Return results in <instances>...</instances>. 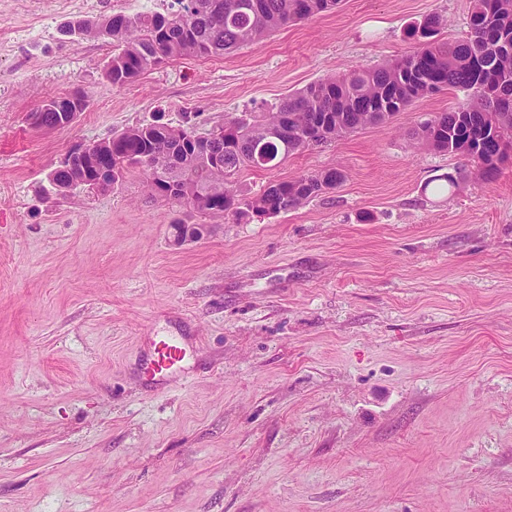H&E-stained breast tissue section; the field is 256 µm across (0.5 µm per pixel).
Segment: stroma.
Wrapping results in <instances>:
<instances>
[{
  "label": "stroma",
  "mask_w": 512,
  "mask_h": 512,
  "mask_svg": "<svg viewBox=\"0 0 512 512\" xmlns=\"http://www.w3.org/2000/svg\"><path fill=\"white\" fill-rule=\"evenodd\" d=\"M170 0H0V512H512V160L495 180L408 132L451 91L236 177L344 182L241 224L139 172L58 195L69 153L154 122L206 132L323 78L414 51L472 0H341L261 44L115 86L68 23ZM81 90L67 127L44 101ZM467 176L456 186L444 177ZM209 223L177 242L173 222ZM187 350L156 388L149 337ZM74 101L73 106H67V104L72 103ZM75 101L82 105V109L79 111L75 110L76 104ZM88 106L87 96L82 91H76L71 95L64 97H54L47 101H45L40 109L35 113L37 115V120L34 122L37 126H45L49 128L56 127H64L71 123L70 114L65 112H83Z\"/></svg>",
  "instance_id": "35a3bbf8"
}]
</instances>
